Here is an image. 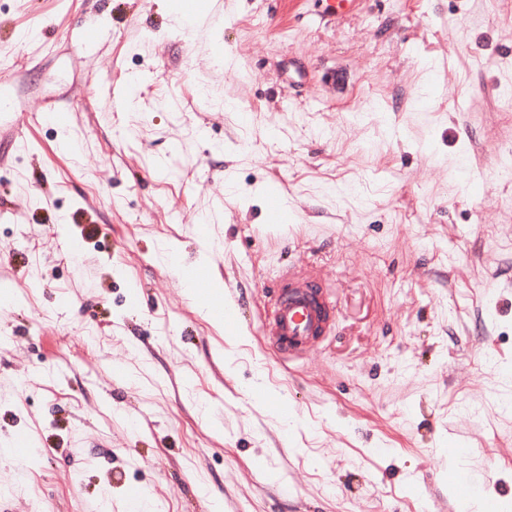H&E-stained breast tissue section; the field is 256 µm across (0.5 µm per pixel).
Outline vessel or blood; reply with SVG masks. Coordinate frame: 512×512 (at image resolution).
Wrapping results in <instances>:
<instances>
[{"instance_id":"1","label":"vessel or blood","mask_w":512,"mask_h":512,"mask_svg":"<svg viewBox=\"0 0 512 512\" xmlns=\"http://www.w3.org/2000/svg\"><path fill=\"white\" fill-rule=\"evenodd\" d=\"M281 280L283 287L263 331L283 355L292 358L311 348L327 333L331 314L319 283L286 274Z\"/></svg>"}]
</instances>
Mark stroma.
Returning <instances> with one entry per match:
<instances>
[{
  "label": "stroma",
  "instance_id": "obj_1",
  "mask_svg": "<svg viewBox=\"0 0 512 512\" xmlns=\"http://www.w3.org/2000/svg\"><path fill=\"white\" fill-rule=\"evenodd\" d=\"M180 2L0 0L6 508L512 512V0ZM288 270L336 309L295 362Z\"/></svg>",
  "mask_w": 512,
  "mask_h": 512
}]
</instances>
